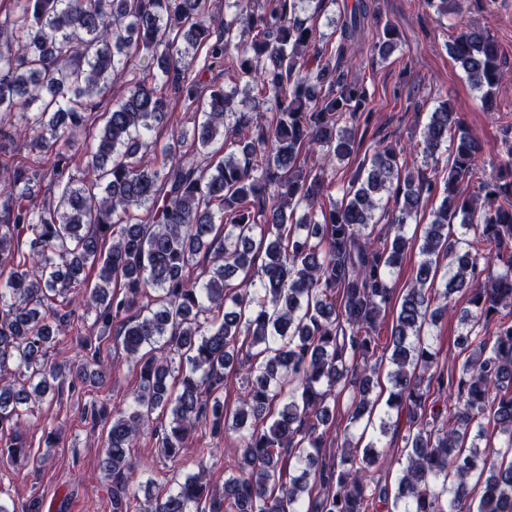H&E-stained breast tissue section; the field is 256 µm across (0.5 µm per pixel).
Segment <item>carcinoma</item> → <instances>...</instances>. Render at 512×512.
Masks as SVG:
<instances>
[{
  "label": "carcinoma",
  "mask_w": 512,
  "mask_h": 512,
  "mask_svg": "<svg viewBox=\"0 0 512 512\" xmlns=\"http://www.w3.org/2000/svg\"><path fill=\"white\" fill-rule=\"evenodd\" d=\"M427 3L462 13L463 0ZM225 4L215 17L210 0H13L0 21V154L19 136L32 153L0 166V460L26 446L30 405L99 377L111 337L138 374L104 441L112 512H512V135L488 172L483 142L442 101L418 143L378 144L338 186L336 163L373 116L346 56L375 17L369 0L342 4L329 34L314 15L338 0ZM397 47L383 26L373 51ZM447 50L494 111L493 37L462 23ZM213 69L229 84L206 91ZM118 78L125 93L90 117ZM176 99L196 104L191 134L170 123ZM444 147L440 173L430 162ZM45 178L54 203L37 202ZM431 199L415 280L398 296L405 227ZM459 292L471 310L441 368L431 328ZM390 309L384 417L371 439L363 430L331 452L342 395L350 424H373ZM89 313L97 334L82 362L47 368ZM232 375L246 382L233 411ZM154 414L169 417L155 434L172 459L201 423L238 433L223 487L201 461L161 496L130 491L129 449ZM390 434L405 459L392 491L375 477L394 464Z\"/></svg>",
  "instance_id": "1"
}]
</instances>
